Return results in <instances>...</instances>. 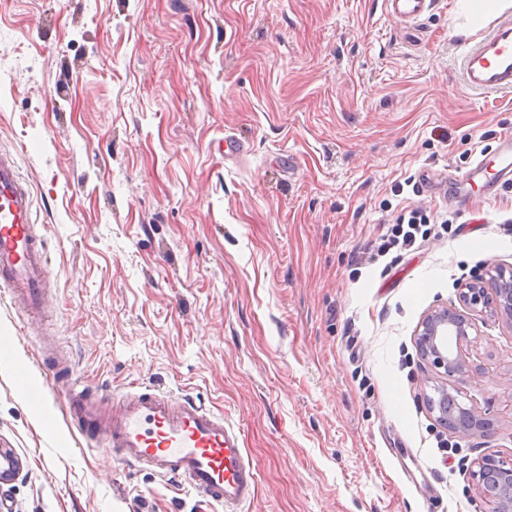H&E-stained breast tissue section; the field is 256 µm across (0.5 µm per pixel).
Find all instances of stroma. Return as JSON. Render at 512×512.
Here are the masks:
<instances>
[{"label": "stroma", "mask_w": 512, "mask_h": 512, "mask_svg": "<svg viewBox=\"0 0 512 512\" xmlns=\"http://www.w3.org/2000/svg\"><path fill=\"white\" fill-rule=\"evenodd\" d=\"M461 22L457 0L415 24L382 0H0V149L51 255L28 334L0 290V512H212L87 447L61 355L90 398L150 382L239 426L240 512H481L476 462L512 460V326L474 315L448 388L483 435L436 424L415 344L472 276L512 271V183L449 195L512 132V93L462 85ZM415 209L435 235L370 262ZM16 381L18 391L30 406L45 407L47 403L45 390L31 385L27 376L22 372L17 374ZM435 390L437 393V398L431 397L430 399V396H427L426 400L430 412L432 414H435L436 420L439 422L442 428L449 430L453 433L465 436L473 435L475 433L484 434L490 430L491 423L489 422V420L483 416L481 411L474 407H471L469 409L466 408L471 417L470 423L467 426L459 427L457 429H449L448 419L444 411H439L436 405V402L440 398V393L443 392L444 396L448 395L447 382L442 383V385L437 387V389Z\"/></svg>", "instance_id": "35a3bbf8"}]
</instances>
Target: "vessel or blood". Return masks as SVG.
Here are the masks:
<instances>
[{
  "label": "vessel or blood",
  "mask_w": 512,
  "mask_h": 512,
  "mask_svg": "<svg viewBox=\"0 0 512 512\" xmlns=\"http://www.w3.org/2000/svg\"><path fill=\"white\" fill-rule=\"evenodd\" d=\"M388 14L411 22L432 9L433 0H385ZM461 79L470 90L512 92V10L503 11L465 45ZM34 194L13 154L0 151V286L10 305L35 317L49 281L50 257L33 220ZM23 399L44 407L42 388L18 374ZM75 414L95 434L94 443L125 464L145 467L166 481L201 494L218 505L250 502L257 491L256 467L240 428L199 400L139 383L124 392L111 410L85 400L78 377L68 384Z\"/></svg>",
  "instance_id": "1"
}]
</instances>
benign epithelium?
I'll return each mask as SVG.
<instances>
[{
    "instance_id": "obj_1",
    "label": "benign epithelium",
    "mask_w": 512,
    "mask_h": 512,
    "mask_svg": "<svg viewBox=\"0 0 512 512\" xmlns=\"http://www.w3.org/2000/svg\"><path fill=\"white\" fill-rule=\"evenodd\" d=\"M460 300L462 310L447 305L431 308L416 333L420 357L450 379L470 368L464 354L472 343L470 313H488L512 326V284L506 277L491 282L475 277L463 285ZM468 413L470 423L455 429L454 433L469 436L490 430L491 423L481 411L471 407ZM477 467L478 496L489 506L488 512H512V462L487 456L477 461Z\"/></svg>"
}]
</instances>
